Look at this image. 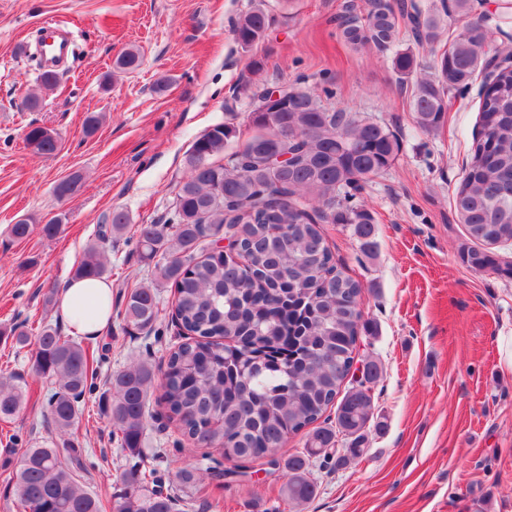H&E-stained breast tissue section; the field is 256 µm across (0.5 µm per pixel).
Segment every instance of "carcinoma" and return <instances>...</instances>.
Returning a JSON list of instances; mask_svg holds the SVG:
<instances>
[{
  "instance_id": "carcinoma-1",
  "label": "carcinoma",
  "mask_w": 512,
  "mask_h": 512,
  "mask_svg": "<svg viewBox=\"0 0 512 512\" xmlns=\"http://www.w3.org/2000/svg\"><path fill=\"white\" fill-rule=\"evenodd\" d=\"M479 0H349L336 25L355 50L392 53L401 86L410 88L418 129L438 131L448 112L451 89L469 86L485 73L481 87L479 137L456 189L454 206L469 238L478 243L461 253L474 271L512 279V259L494 252L512 245V47L495 46ZM458 24L450 45L442 43L448 18ZM271 17L260 8L232 25L244 49L263 40ZM405 35L430 60L422 65L412 49H394ZM288 96L266 104L252 95L250 119L257 133L226 154L236 130L219 124L196 138L187 157L189 174L175 194L164 223L138 225L142 260L154 264V279L132 289L121 316L139 335L156 331L161 289L175 292L173 317L184 341L163 365L136 358L110 374L99 395L121 448L145 453L152 398L168 422L196 448H217L236 469L265 459L288 438L305 434L303 449L270 464L282 472V499L310 501L316 485L313 462L340 467L359 458L375 414L373 387L380 365L363 363V378L350 376L361 336L373 334L360 308L363 286L338 268L323 225L352 224L362 251L372 252L371 213L351 200L398 160L402 145L390 126L328 102L298 78L285 84ZM31 153L55 154L59 135L31 125L24 133ZM274 152L291 155L288 166L270 164ZM225 154L224 162L212 158ZM129 215L112 210L87 247L72 277L109 276L102 244L122 236ZM234 239L240 260L206 251L209 238ZM15 344L35 342L34 372L53 384L47 412L56 439L34 442L19 454L13 473L20 512H102L81 482L84 462L72 452L71 432L85 397L96 390L89 346L67 340L47 324L36 336L10 330ZM26 381L0 375V419L26 403ZM336 407V425L326 412ZM348 440L337 447V437ZM151 469L152 487L133 470L122 475L124 491L114 512H175L178 500ZM230 473L187 466L175 479L201 485L206 476Z\"/></svg>"
}]
</instances>
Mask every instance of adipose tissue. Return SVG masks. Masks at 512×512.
Segmentation results:
<instances>
[{"label":"adipose tissue","mask_w":512,"mask_h":512,"mask_svg":"<svg viewBox=\"0 0 512 512\" xmlns=\"http://www.w3.org/2000/svg\"><path fill=\"white\" fill-rule=\"evenodd\" d=\"M57 315L71 334L95 338L112 319V288L101 279L71 281L57 303Z\"/></svg>","instance_id":"adipose-tissue-1"}]
</instances>
